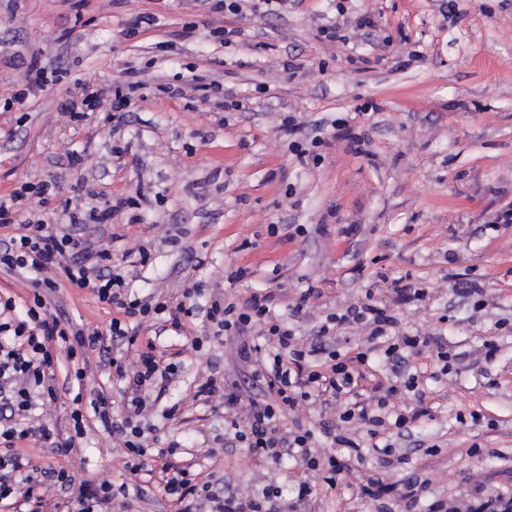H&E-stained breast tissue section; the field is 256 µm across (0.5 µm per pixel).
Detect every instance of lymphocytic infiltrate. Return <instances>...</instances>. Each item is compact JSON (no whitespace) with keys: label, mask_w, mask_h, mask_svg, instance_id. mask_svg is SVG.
<instances>
[{"label":"lymphocytic infiltrate","mask_w":512,"mask_h":512,"mask_svg":"<svg viewBox=\"0 0 512 512\" xmlns=\"http://www.w3.org/2000/svg\"><path fill=\"white\" fill-rule=\"evenodd\" d=\"M133 198L97 210L80 206L65 209L63 224L30 221L9 241L0 244V270L29 273L32 297L22 320H0V507L5 512H43L46 499L40 493L37 477L20 474L14 445L31 435H38L51 449L67 455L82 447L86 435L87 413H94L108 433L123 449L133 471H141L151 462L161 464L164 491L177 500L180 512H277L271 498L254 494L230 493L219 497L208 486L196 483L193 465L184 463L175 447L152 448L146 434L145 419L153 406L148 389L168 381L177 371L176 364L160 366L155 355L139 353L131 363L112 358L111 365L119 380L127 384L124 410L113 415L108 397L84 393V368H76L74 381L57 387L54 378L56 352H65L68 360L84 359L89 349L102 339L99 329H83L60 320L48 311V302L62 282L90 289L100 303L120 309L123 319L137 323L159 318L180 326L182 317H203L216 324L225 335H243L253 330L251 342L242 343L241 354L255 362V375L270 391L268 401H243L235 387L207 378L198 395L222 398L230 411L227 426L234 440L247 448L257 461L294 457L305 475L299 487L298 502H306L313 493L312 477L318 476L328 486H336L348 471V462L359 454L365 442L379 438L386 428L397 434L409 431L411 423L423 416V409L397 413L393 423L377 415L390 397L399 391L417 392L419 377L411 374L389 385L377 399L366 396L363 383L371 354H379L395 364L405 363L411 355L430 347L431 337L396 335V317L373 296L349 306L345 321L362 326L368 347L356 354L327 349V327H320L311 343L300 342L292 329L272 312L263 295L252 296L245 305L213 298L199 304L198 290L188 291L178 305L131 294L122 264L109 249L93 247L85 235L91 225L104 224L126 207H136ZM123 319L112 320L111 337L127 339ZM54 403L67 406V433H60L49 421L32 427L27 419L40 406ZM320 405L337 413V424H320L318 429L303 427L298 419L310 406ZM68 498L74 512H100L112 501V487L107 480L76 482L64 469L48 471Z\"/></svg>","instance_id":"obj_1"}]
</instances>
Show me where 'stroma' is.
Instances as JSON below:
<instances>
[{"instance_id":"35a3bbf8","label":"stroma","mask_w":512,"mask_h":512,"mask_svg":"<svg viewBox=\"0 0 512 512\" xmlns=\"http://www.w3.org/2000/svg\"><path fill=\"white\" fill-rule=\"evenodd\" d=\"M146 14L153 25L134 27ZM364 16L372 26H360ZM327 26L339 40L321 38ZM34 55L46 65L43 90L13 102ZM131 68L141 85L112 111ZM93 97L104 104L90 112ZM290 117L321 127L318 163L289 150ZM42 182L55 186L47 204L19 202L18 220L61 224L68 206L139 199L99 233L116 252L146 249L135 295L174 306L196 286L238 304L269 294L299 339L325 324L345 350L364 331L330 316L370 293L393 308L400 333L454 353L436 380L429 353L407 361L428 375L430 413L398 439L403 461L388 469L363 449L343 485L316 484L311 512H381L350 488L385 473L424 481L414 512L436 500L468 512L476 492L512 489V224L497 220L512 209V0H288L276 14L238 16L207 0H0V197ZM240 268L247 277L232 280ZM399 279L427 296L396 304ZM470 281L479 293L458 296ZM310 286L319 297L293 312ZM50 310L102 330L114 316L69 284ZM184 332L207 342L174 357L179 375L149 416L158 447L180 441L216 493L273 485L291 504L299 464H262L232 447L223 405L195 397L212 372L255 392L239 339L198 318ZM488 342L497 346L489 361ZM123 349L111 340L90 352L85 379L118 409L125 385L107 360ZM173 404L180 414L164 419ZM17 451L27 469L62 466L76 481L102 477L134 492L128 508L108 512H176L95 418L77 454L53 455L31 438Z\"/></svg>"}]
</instances>
